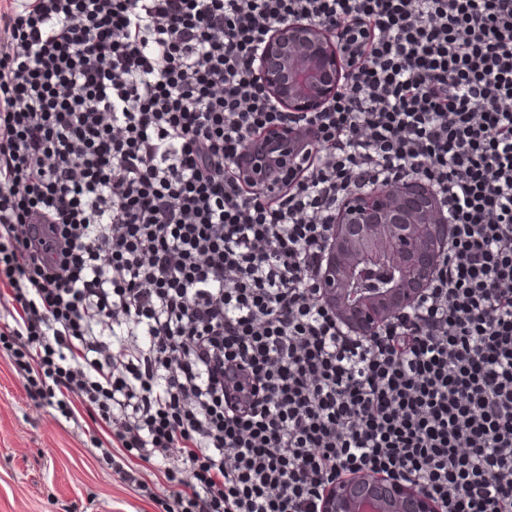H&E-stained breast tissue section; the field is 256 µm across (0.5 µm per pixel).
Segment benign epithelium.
Masks as SVG:
<instances>
[{
    "mask_svg": "<svg viewBox=\"0 0 512 512\" xmlns=\"http://www.w3.org/2000/svg\"><path fill=\"white\" fill-rule=\"evenodd\" d=\"M341 21L288 19L270 27L254 69L267 97L288 112H320L353 82L337 45ZM314 127H268L251 133L233 161L234 172L259 200L293 182L304 150L320 147ZM448 216L420 178L369 190L353 188L332 224V247L313 295L358 336H372L388 320L407 313L425 293L445 257ZM382 248L394 275L381 288L357 292L354 280ZM320 512H443L440 501L400 477L371 471L340 474L321 497Z\"/></svg>",
    "mask_w": 512,
    "mask_h": 512,
    "instance_id": "obj_1",
    "label": "benign epithelium"
}]
</instances>
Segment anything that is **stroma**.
<instances>
[{
    "mask_svg": "<svg viewBox=\"0 0 512 512\" xmlns=\"http://www.w3.org/2000/svg\"><path fill=\"white\" fill-rule=\"evenodd\" d=\"M96 456L81 427L27 397L0 355V512H160Z\"/></svg>",
    "mask_w": 512,
    "mask_h": 512,
    "instance_id": "1",
    "label": "stroma"
}]
</instances>
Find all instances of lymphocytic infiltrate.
Segmentation results:
<instances>
[{
  "label": "lymphocytic infiltrate",
  "mask_w": 512,
  "mask_h": 512,
  "mask_svg": "<svg viewBox=\"0 0 512 512\" xmlns=\"http://www.w3.org/2000/svg\"><path fill=\"white\" fill-rule=\"evenodd\" d=\"M298 15L342 20L355 74L308 115L252 77ZM308 124L322 148L252 201L245 136ZM415 175L451 226L426 332L353 335L313 300L327 232ZM0 353L162 512H319L361 470L512 512V0L0 5Z\"/></svg>",
  "instance_id": "lymphocytic-infiltrate-1"
}]
</instances>
